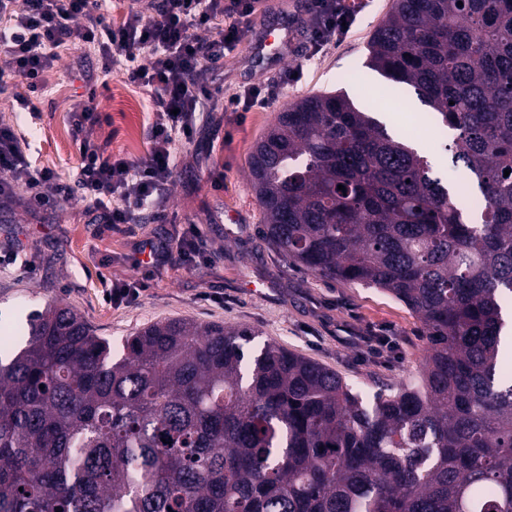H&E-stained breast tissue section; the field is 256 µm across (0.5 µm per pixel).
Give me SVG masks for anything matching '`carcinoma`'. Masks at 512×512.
<instances>
[{
	"label": "carcinoma",
	"mask_w": 512,
	"mask_h": 512,
	"mask_svg": "<svg viewBox=\"0 0 512 512\" xmlns=\"http://www.w3.org/2000/svg\"><path fill=\"white\" fill-rule=\"evenodd\" d=\"M367 51L456 131L479 217L337 91L287 106L249 172L287 259L417 317L420 375L367 405L283 347L247 358L253 327L186 320L114 357L50 301L0 355V512H512V0H393Z\"/></svg>",
	"instance_id": "cac0c4a2"
}]
</instances>
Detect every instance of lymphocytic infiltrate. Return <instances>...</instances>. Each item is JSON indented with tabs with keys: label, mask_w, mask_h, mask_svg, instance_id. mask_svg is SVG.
<instances>
[{
	"label": "lymphocytic infiltrate",
	"mask_w": 512,
	"mask_h": 512,
	"mask_svg": "<svg viewBox=\"0 0 512 512\" xmlns=\"http://www.w3.org/2000/svg\"><path fill=\"white\" fill-rule=\"evenodd\" d=\"M260 0H129L119 25L108 19L107 0H0V78H21L32 95L60 49L90 46L103 73L125 66L127 79L151 102L150 150L138 163L105 153L90 139L94 128L110 123L94 96L76 102L70 120L80 136V164L74 184L48 168L34 165L12 125L0 122V198L24 190L30 207L39 208L79 189L101 223L133 224L141 211L160 205L169 189L179 147L222 107L249 112L265 108L271 94L243 86L230 96L213 90L212 76L224 67L226 52L240 42L242 21ZM354 13L347 0H308L305 32L310 55L346 36ZM207 250L195 225L178 238L151 247L150 264L189 263Z\"/></svg>",
	"instance_id": "obj_1"
}]
</instances>
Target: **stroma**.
Segmentation results:
<instances>
[{"instance_id":"obj_1","label":"stroma","mask_w":512,"mask_h":512,"mask_svg":"<svg viewBox=\"0 0 512 512\" xmlns=\"http://www.w3.org/2000/svg\"><path fill=\"white\" fill-rule=\"evenodd\" d=\"M301 0H262L245 24V34L224 58V92L243 85L266 86L290 74L268 108L216 112L191 144L179 148L172 184L161 208L144 212L140 223L99 224L79 197L31 210L23 194L0 202V252L17 250L19 263L0 275V336L16 335L28 314L60 299L96 335L120 347L143 327L168 319L244 324L259 329L250 344L260 352L275 343L336 371L372 401L377 380L398 386L417 377L427 344L419 320L388 294L314 275L284 258L265 239L248 164L256 141L292 101L345 90L359 105L395 116L388 129L420 140L435 172L449 184L469 176L439 153L434 125L420 124L426 108L413 90L394 93L389 81L366 66L368 40L392 0H358L356 20L345 38L309 56L301 33L283 54L257 60L248 46L262 31L284 26ZM101 60L90 47L61 51L46 87L30 115L19 100L28 91L21 80L0 90V121L25 138L38 166L74 183L79 152L69 123L76 100L89 92L86 77ZM97 92L99 111L111 122L94 129L92 139L107 151L138 161L149 151L148 96L120 70ZM196 225L207 241L211 262L193 269L179 264L140 265V247L174 239ZM144 284L129 305L113 308L102 296V279Z\"/></svg>"}]
</instances>
